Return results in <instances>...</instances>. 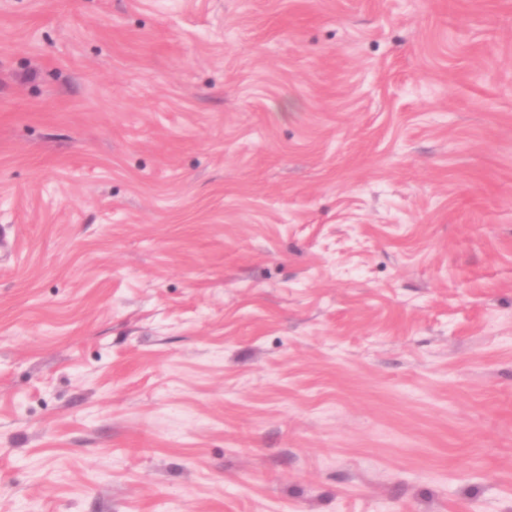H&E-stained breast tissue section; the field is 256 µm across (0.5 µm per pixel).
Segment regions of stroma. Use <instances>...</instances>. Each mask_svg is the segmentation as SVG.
<instances>
[{"instance_id": "obj_1", "label": "stroma", "mask_w": 512, "mask_h": 512, "mask_svg": "<svg viewBox=\"0 0 512 512\" xmlns=\"http://www.w3.org/2000/svg\"><path fill=\"white\" fill-rule=\"evenodd\" d=\"M0 512H512V0H0Z\"/></svg>"}]
</instances>
